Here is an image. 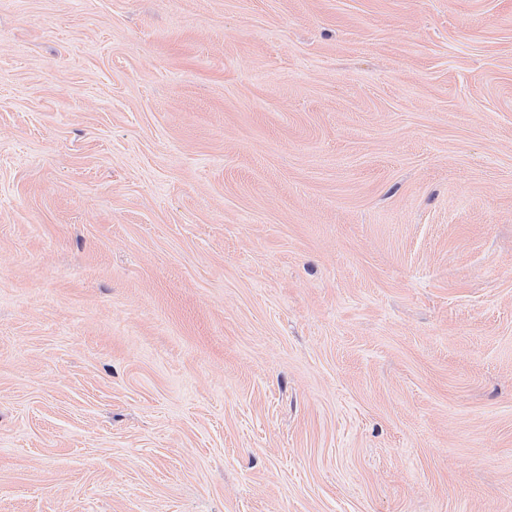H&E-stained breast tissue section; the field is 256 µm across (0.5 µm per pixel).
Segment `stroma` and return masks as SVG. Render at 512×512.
<instances>
[{
  "mask_svg": "<svg viewBox=\"0 0 512 512\" xmlns=\"http://www.w3.org/2000/svg\"><path fill=\"white\" fill-rule=\"evenodd\" d=\"M0 512H512V0H0Z\"/></svg>",
  "mask_w": 512,
  "mask_h": 512,
  "instance_id": "stroma-1",
  "label": "stroma"
}]
</instances>
